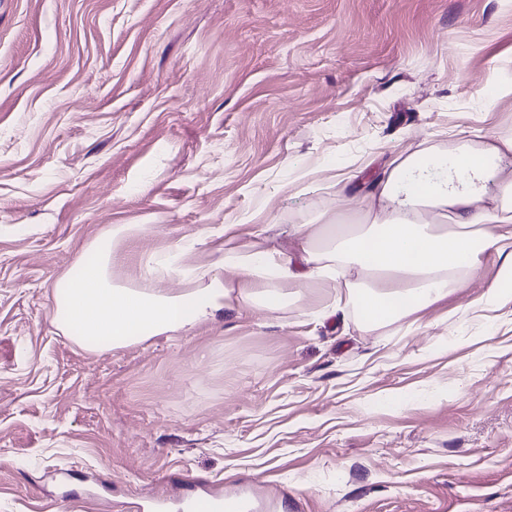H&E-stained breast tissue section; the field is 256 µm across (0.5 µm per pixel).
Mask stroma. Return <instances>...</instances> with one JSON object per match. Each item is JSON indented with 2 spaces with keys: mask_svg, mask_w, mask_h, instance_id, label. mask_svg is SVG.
<instances>
[{
  "mask_svg": "<svg viewBox=\"0 0 512 512\" xmlns=\"http://www.w3.org/2000/svg\"><path fill=\"white\" fill-rule=\"evenodd\" d=\"M503 0H0V512L242 488L272 512H512V282L370 330L217 315L89 351L52 283L225 225L355 224L389 163L512 137ZM501 299L475 307L487 288Z\"/></svg>",
  "mask_w": 512,
  "mask_h": 512,
  "instance_id": "35a3bbf8",
  "label": "stroma"
}]
</instances>
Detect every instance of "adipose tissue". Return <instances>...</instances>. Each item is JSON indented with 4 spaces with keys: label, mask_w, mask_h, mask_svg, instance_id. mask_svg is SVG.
Instances as JSON below:
<instances>
[{
    "label": "adipose tissue",
    "mask_w": 512,
    "mask_h": 512,
    "mask_svg": "<svg viewBox=\"0 0 512 512\" xmlns=\"http://www.w3.org/2000/svg\"><path fill=\"white\" fill-rule=\"evenodd\" d=\"M512 153V140L480 153L408 154L393 161L376 185L380 209L358 233L327 225L319 238L310 225L283 229L287 247L269 246L261 227H224L222 242L210 236L181 239L163 255L149 257L135 279L113 274L117 252L139 236L140 224H115L92 243L96 264L68 270L52 285L54 319L78 346L99 338L113 346L164 334L184 335L220 311L277 313L300 288L342 281L346 301L367 328L406 317L447 298L474 278L483 255L505 254L500 278L512 281V174L496 161ZM207 251L208 261L187 257ZM363 272L348 281L351 269ZM178 273L184 286L153 287L158 270Z\"/></svg>",
    "instance_id": "obj_1"
}]
</instances>
